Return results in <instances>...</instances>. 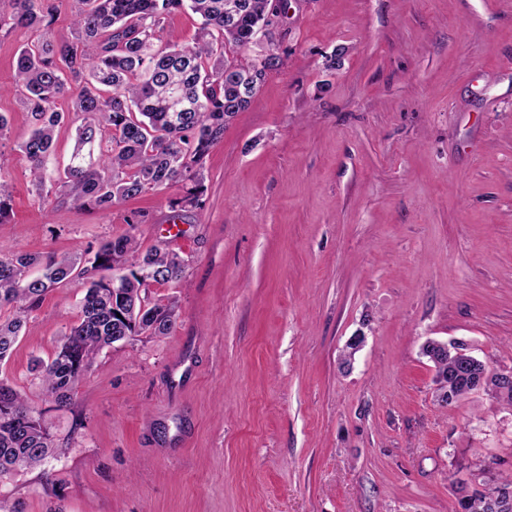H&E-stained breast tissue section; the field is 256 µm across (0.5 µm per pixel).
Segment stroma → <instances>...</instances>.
<instances>
[{
    "instance_id": "35a3bbf8",
    "label": "stroma",
    "mask_w": 512,
    "mask_h": 512,
    "mask_svg": "<svg viewBox=\"0 0 512 512\" xmlns=\"http://www.w3.org/2000/svg\"><path fill=\"white\" fill-rule=\"evenodd\" d=\"M283 66L182 185L106 212L40 197L0 96V244L82 254L137 225L186 261L165 336L106 348L74 404L28 368L77 323L82 282L50 292L0 378L43 403L58 448L0 481L26 512H453L454 473H512V410L435 398L430 339L512 371V0H287ZM342 50L341 67H326ZM364 342L351 366L347 344Z\"/></svg>"
}]
</instances>
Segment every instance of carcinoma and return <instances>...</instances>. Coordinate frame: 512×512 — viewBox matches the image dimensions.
<instances>
[{"label":"carcinoma","mask_w":512,"mask_h":512,"mask_svg":"<svg viewBox=\"0 0 512 512\" xmlns=\"http://www.w3.org/2000/svg\"><path fill=\"white\" fill-rule=\"evenodd\" d=\"M70 35L49 34L57 6L50 0H0V27L43 29L42 38L24 44L15 76L32 128L19 144L31 163L37 189L79 208L109 211L149 189L186 187L171 202L201 207L205 192L203 160L224 137L226 123L246 110L268 72L283 65L271 52L243 65L224 59V46L207 36L246 48L260 28L278 17L272 0H76ZM236 6L229 16L228 3ZM191 10L202 19L192 45L157 46L163 23ZM69 111L88 122L76 128L75 145L63 174L48 168L56 128ZM12 211L11 191L0 182V223ZM131 232L102 243L90 260L75 255L45 258L0 245V309L13 316L0 320V362L11 351L32 311L61 284L85 279L90 271L112 277L90 281L76 325L61 339L49 362L32 359L46 399L56 408L71 406L95 355L121 340L141 334L164 336L175 323L177 302H150L148 281L159 285L181 279L184 260L175 252L154 249L137 255ZM423 354L437 367L441 404L450 406L484 390L512 405V386L487 377L486 365L443 351L428 341ZM54 453L44 411L8 381L0 379V479L36 468ZM476 485L457 481L455 512H501L495 494L512 490V474L502 476L490 462L471 473Z\"/></svg>","instance_id":"obj_1"}]
</instances>
